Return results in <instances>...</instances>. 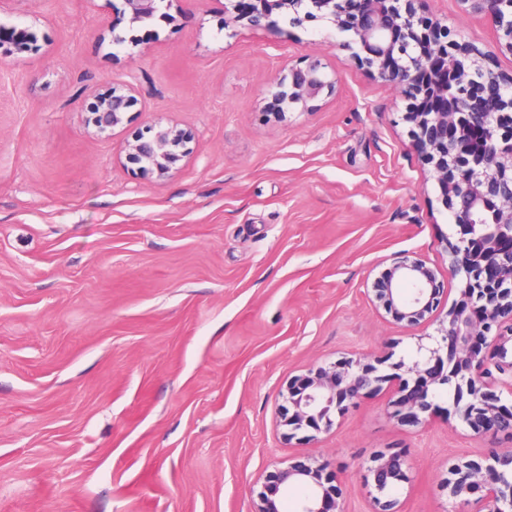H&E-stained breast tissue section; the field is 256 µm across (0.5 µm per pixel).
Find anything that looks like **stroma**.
I'll list each match as a JSON object with an SVG mask.
<instances>
[{
	"instance_id": "1",
	"label": "stroma",
	"mask_w": 512,
	"mask_h": 512,
	"mask_svg": "<svg viewBox=\"0 0 512 512\" xmlns=\"http://www.w3.org/2000/svg\"><path fill=\"white\" fill-rule=\"evenodd\" d=\"M422 8L512 73L457 0ZM124 9L0 13L39 46L0 59V512H251L267 467L306 459L349 486L347 512H372L363 470L395 451L411 466L401 512H450L449 464L512 449L449 416L453 387L417 426L393 418L389 387L317 440L278 424L289 378L357 352L409 361L436 332L390 322L369 294L380 260L443 268L459 237L401 93L321 20L230 33L222 0H191L133 29ZM308 57L334 94L275 121L270 82ZM118 83L138 103L97 135L86 109ZM159 120L191 131L192 153L171 177L134 174L126 146Z\"/></svg>"
}]
</instances>
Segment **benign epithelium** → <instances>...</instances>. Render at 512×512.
Segmentation results:
<instances>
[{
	"label": "benign epithelium",
	"instance_id": "7a95c632",
	"mask_svg": "<svg viewBox=\"0 0 512 512\" xmlns=\"http://www.w3.org/2000/svg\"><path fill=\"white\" fill-rule=\"evenodd\" d=\"M190 0H124L129 25L145 24L163 9L186 11ZM417 0H251L240 13L238 0H224V28L244 20L253 29L277 25L279 16L297 25L321 19L339 35L340 46L361 66L398 87L407 101L403 120L410 125L419 156L433 168L435 182L463 237L448 246L442 271L403 255L380 271L372 293L393 321L418 326L444 305L445 284L458 281L460 299L436 319L440 340L411 363L400 360L394 372L380 370L366 353L311 367L288 380L279 425L292 440L312 441L329 430L344 402L355 401L398 380L394 417L413 424L434 410L438 387L457 379L470 401L462 406L457 388L454 413L473 437L512 436V75L484 65L476 46L459 56L448 28L418 12ZM465 13L484 19L500 32L497 49L512 55V0H459ZM36 40L25 27L0 26V56L26 51ZM336 81L321 60L286 65L268 89V109L282 121L296 110L332 94ZM137 103L133 89L114 85L97 97L87 125L98 134L123 125ZM190 132L160 122L128 144L126 159L142 173L166 178L190 155ZM410 466L399 452L381 453L363 475L376 492L374 512H400L391 497L410 481ZM252 512H282L283 491H303L300 512H346L349 493L329 465L306 459L273 466L259 477ZM442 486L448 497L472 512H512V450L491 448L481 459L448 467Z\"/></svg>",
	"mask_w": 512,
	"mask_h": 512
}]
</instances>
